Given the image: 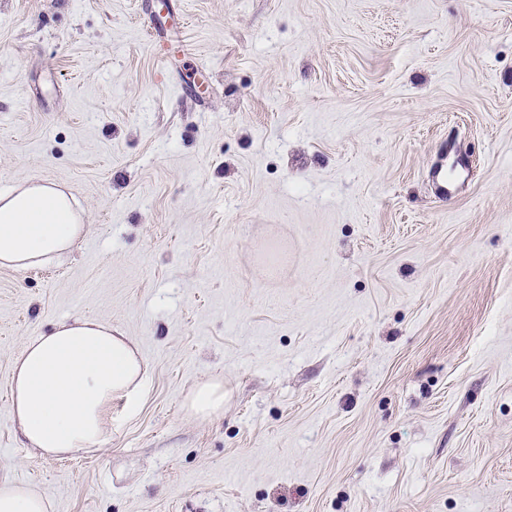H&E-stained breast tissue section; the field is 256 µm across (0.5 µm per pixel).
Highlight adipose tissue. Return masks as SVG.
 <instances>
[{
  "label": "adipose tissue",
  "mask_w": 512,
  "mask_h": 512,
  "mask_svg": "<svg viewBox=\"0 0 512 512\" xmlns=\"http://www.w3.org/2000/svg\"><path fill=\"white\" fill-rule=\"evenodd\" d=\"M85 230L81 212L54 185L30 183L0 194V267L28 269L61 258ZM145 369L134 346L111 326L61 321L28 342L13 362L11 411L28 446L71 454L101 446L118 397L140 392ZM185 412L211 419L224 412V383L197 384ZM35 488L0 484V512H50Z\"/></svg>",
  "instance_id": "ef3b65f1"
}]
</instances>
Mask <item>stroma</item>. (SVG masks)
Instances as JSON below:
<instances>
[{
    "label": "stroma",
    "mask_w": 512,
    "mask_h": 512,
    "mask_svg": "<svg viewBox=\"0 0 512 512\" xmlns=\"http://www.w3.org/2000/svg\"><path fill=\"white\" fill-rule=\"evenodd\" d=\"M165 41L148 36L150 20ZM86 232L0 267V483L52 512H512V0H0V193ZM133 342L102 449L12 363ZM224 382V412L182 407ZM146 369L112 325L61 321L13 362L11 411L30 448L71 454L101 447L112 431V399L138 394ZM185 412L197 419H211L224 412V382L215 379L197 384L184 398Z\"/></svg>",
    "instance_id": "stroma-1"
}]
</instances>
